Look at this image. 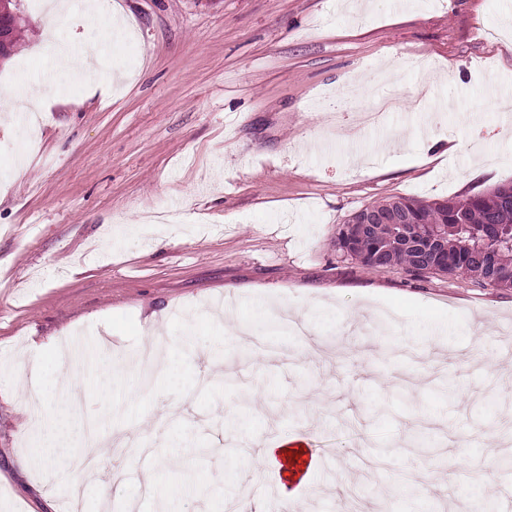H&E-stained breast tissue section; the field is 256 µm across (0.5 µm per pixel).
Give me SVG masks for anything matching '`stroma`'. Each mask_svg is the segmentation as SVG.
I'll list each match as a JSON object with an SVG mask.
<instances>
[{
    "instance_id": "obj_1",
    "label": "stroma",
    "mask_w": 512,
    "mask_h": 512,
    "mask_svg": "<svg viewBox=\"0 0 512 512\" xmlns=\"http://www.w3.org/2000/svg\"><path fill=\"white\" fill-rule=\"evenodd\" d=\"M44 13L21 0L22 44L0 68V100L39 86L35 129L0 122V512H64L73 478L41 444L60 424L63 363L30 338L82 341L81 417L102 425L125 401L98 397L106 364L137 358L148 337L196 354L170 358L153 399L188 401L199 488L168 448L111 458L112 512H224L277 488L256 441L307 436L320 466L298 499L310 512H441L458 487L499 499L512 477L481 440L507 425L491 367L512 366V289L470 278H415L337 257L336 230L397 197L464 199L512 181V0H67ZM130 35L105 42L114 7ZM107 60L94 80L57 77L44 37ZM458 65L436 79L438 58ZM430 91L421 107L412 95ZM403 101L386 126H357L359 103ZM489 171L473 177L476 161ZM480 386L445 400L438 385L399 392L394 373ZM234 376L209 382L206 358ZM265 390V408L243 387ZM40 405L16 413L29 395ZM454 441L455 488L400 493L399 474L437 472L440 447L405 445L416 411ZM155 473L144 489L146 470Z\"/></svg>"
}]
</instances>
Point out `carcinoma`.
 Returning <instances> with one entry per match:
<instances>
[{
  "label": "carcinoma",
  "instance_id": "cac0c4a2",
  "mask_svg": "<svg viewBox=\"0 0 512 512\" xmlns=\"http://www.w3.org/2000/svg\"><path fill=\"white\" fill-rule=\"evenodd\" d=\"M21 38L16 23L0 57L11 58ZM500 190L498 185L465 200L373 203L361 212H377L386 223L372 232L350 217L336 231V253L366 269L397 266L414 276H467L484 288L512 289V199L502 200Z\"/></svg>",
  "mask_w": 512,
  "mask_h": 512
}]
</instances>
